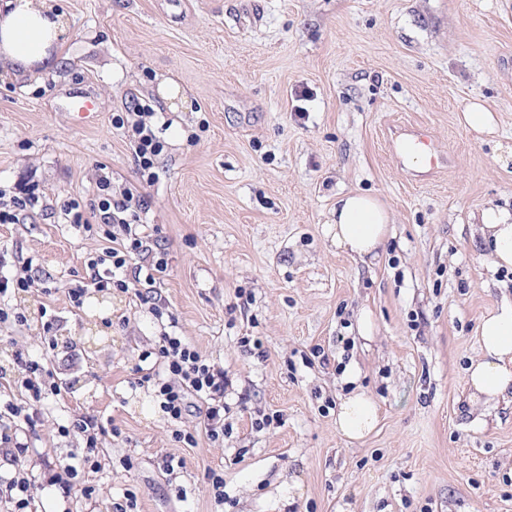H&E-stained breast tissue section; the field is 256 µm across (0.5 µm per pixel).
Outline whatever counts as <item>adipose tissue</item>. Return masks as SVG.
Returning a JSON list of instances; mask_svg holds the SVG:
<instances>
[{"label": "adipose tissue", "instance_id": "adipose-tissue-1", "mask_svg": "<svg viewBox=\"0 0 512 512\" xmlns=\"http://www.w3.org/2000/svg\"><path fill=\"white\" fill-rule=\"evenodd\" d=\"M67 34V21L54 0H0V73L41 80L59 63V47ZM390 221L388 209L376 197L344 193L336 200L332 239L351 258H374L386 242ZM480 233L493 267L512 269V214L485 210ZM466 387L473 404L512 396V302H503L482 319L479 353L467 369ZM378 420L376 401L356 392L341 400L336 430L346 439L360 440L374 431Z\"/></svg>", "mask_w": 512, "mask_h": 512}]
</instances>
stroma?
<instances>
[{
  "label": "stroma",
  "instance_id": "1",
  "mask_svg": "<svg viewBox=\"0 0 512 512\" xmlns=\"http://www.w3.org/2000/svg\"><path fill=\"white\" fill-rule=\"evenodd\" d=\"M69 21L60 67L38 83L0 76V190L38 185L42 199L0 224V276L34 260L47 288L9 299L28 317L0 323L47 358L48 307L60 395L27 465L37 512H106L131 490L140 512H512V403L470 405L466 369L483 316L512 300L476 227L512 212V0H57ZM176 82L171 109L156 86ZM306 100H298V92ZM95 115L78 119L74 100ZM499 118L479 139L458 121L472 100ZM149 105L164 150L147 187L149 224L168 267L158 293L187 336L232 380L223 446L173 441L154 395L128 379L160 328L118 292L65 293L87 277L97 237L76 231L62 199L93 203L101 175L137 184L112 115ZM427 127L446 164L428 172L393 151L398 132ZM378 197L392 212L377 258L357 261L327 233L339 194ZM371 339L357 333L361 309ZM259 338L261 352L239 340ZM325 359L311 356L313 347ZM356 375L348 383L346 371ZM380 407L359 441L335 426L339 397ZM277 414V425L254 422ZM96 416L99 467L82 475L97 501L63 499L43 474L82 455L58 425ZM183 457L170 475L166 455ZM223 470L227 502L206 490Z\"/></svg>",
  "mask_w": 512,
  "mask_h": 512
}]
</instances>
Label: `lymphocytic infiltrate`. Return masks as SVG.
Wrapping results in <instances>:
<instances>
[{"instance_id": "1", "label": "lymphocytic infiltrate", "mask_w": 512, "mask_h": 512, "mask_svg": "<svg viewBox=\"0 0 512 512\" xmlns=\"http://www.w3.org/2000/svg\"><path fill=\"white\" fill-rule=\"evenodd\" d=\"M152 115L148 112H116L112 125L124 130L132 148L142 185L155 178L154 167L163 145L151 128ZM148 207V199L141 188L113 191L108 178H100L97 195L91 206H82L78 199H68L62 210L68 223L76 230L100 238L103 247L86 260L88 278L69 285L67 296L73 306H80L89 289L99 291L112 288L147 302L154 292L156 276L167 268L163 254L155 251V242L140 215ZM132 368V385H153L164 413L178 428L172 433L175 442L192 448L198 443V432H205L214 444L224 442V417L230 411L224 398L232 384L227 372L210 362L186 337L162 332L155 347L142 350ZM22 383L33 399L32 405L21 406L10 400L13 383ZM59 386L52 373L39 361L22 350L14 351L9 369H0V419H9L11 428L0 430V451L22 460L29 450L17 437L18 429L35 428L41 422V411L36 404L47 395H58ZM196 416L199 423L187 425L188 416ZM72 430L85 438L82 457L54 465L52 481L63 494L80 492L92 498L95 489L83 484L79 476L85 470L96 468L97 458L105 434L97 418L82 415L71 424Z\"/></svg>"}]
</instances>
